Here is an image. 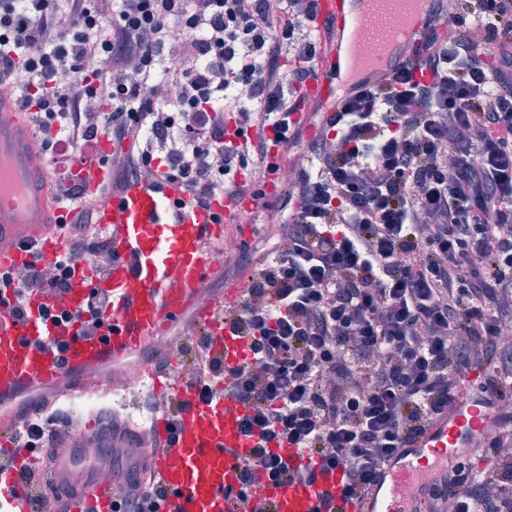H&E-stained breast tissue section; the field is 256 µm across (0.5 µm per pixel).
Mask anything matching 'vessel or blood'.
<instances>
[{"label": "vessel or blood", "instance_id": "vessel-or-blood-1", "mask_svg": "<svg viewBox=\"0 0 512 512\" xmlns=\"http://www.w3.org/2000/svg\"><path fill=\"white\" fill-rule=\"evenodd\" d=\"M319 16L336 33L334 53L318 57L315 80L305 87L307 103L337 107L367 87L383 84L393 72L394 56L418 41L432 19L431 0H318ZM34 130L13 101L0 95V273L39 257L55 262L64 250L63 224L69 216L54 200L42 158L32 150ZM115 150L107 135H99L92 160L76 164L72 179L85 193H96L109 175L108 158ZM252 202L238 204L216 197L209 208L191 205L178 186L158 181H127L121 191L96 210V221L112 231L108 243L112 266L102 276L79 267L62 299L71 311L81 310L91 289L112 298L106 309V330L87 335L79 322L57 331L41 316L51 299L31 294L20 317L0 307V512H31L33 492L53 497L68 485V497L58 500L61 512H115L119 481L112 468L94 464L73 473L58 461L39 466L34 483L20 479L10 466L13 440L32 417L49 405L33 402L27 414L15 415L9 402L27 390L61 383V396L104 401L109 387L86 380L100 365L135 355L156 342L164 327L194 311L197 334L206 336L208 359L226 367L238 365L247 351L245 338L224 322V311L242 303L254 276L243 268L232 279L224 300L203 308L194 303L218 267L217 249L224 237L249 239L255 229ZM136 381H149L152 394L177 405V415L162 411L151 420L144 437L146 450L132 453L127 465L142 486L161 489L158 512H251L253 503L269 512H315L324 493L335 494L336 512H423L432 488L448 469L471 453L477 442L492 438L505 406L488 390L463 393L437 414L425 429L380 469L376 482L361 496L342 495L343 468L316 470L315 480L291 478L277 483L257 474L248 499H241V466L256 442L240 428L243 405L220 396L203 402L187 380L145 362L133 370ZM127 419L116 431L100 421L96 411L66 419L54 429L63 457L80 459L91 448L127 446Z\"/></svg>", "mask_w": 512, "mask_h": 512}]
</instances>
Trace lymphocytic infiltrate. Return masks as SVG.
Here are the masks:
<instances>
[{"label":"lymphocytic infiltrate","instance_id":"obj_1","mask_svg":"<svg viewBox=\"0 0 512 512\" xmlns=\"http://www.w3.org/2000/svg\"><path fill=\"white\" fill-rule=\"evenodd\" d=\"M432 11L386 83L313 113L307 154L295 95L332 40L317 0H0V86L23 84L44 150L85 161L101 129L121 146L99 197L160 176L198 207L257 201L259 268L226 318L245 359L191 377L200 398L218 390L247 409L242 429L260 443L243 486L258 472L287 479L266 449L278 442L345 468V496H360L512 330L499 316L512 304V0ZM447 14L457 29L442 38ZM273 144L291 152L279 224L246 178ZM53 183L67 259L52 276L34 261L0 274L16 314L31 293L61 296L77 257L109 248L94 202L65 172ZM437 498L512 512V457L459 462Z\"/></svg>","mask_w":512,"mask_h":512}]
</instances>
